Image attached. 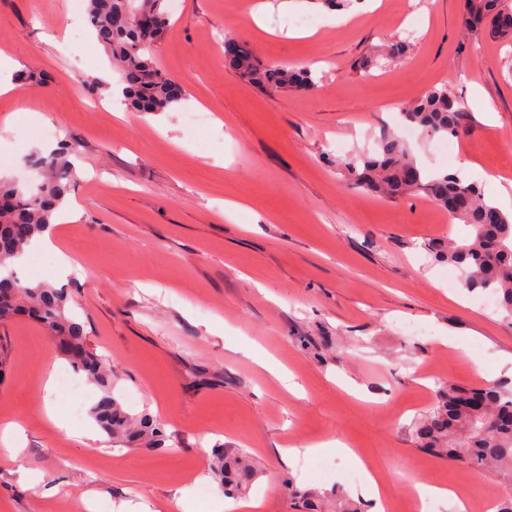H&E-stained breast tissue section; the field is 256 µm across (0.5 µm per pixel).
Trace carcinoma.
Instances as JSON below:
<instances>
[{"label":"carcinoma","mask_w":512,"mask_h":512,"mask_svg":"<svg viewBox=\"0 0 512 512\" xmlns=\"http://www.w3.org/2000/svg\"><path fill=\"white\" fill-rule=\"evenodd\" d=\"M165 0H87L88 24L103 45L113 69L125 84V100L136 112H166L181 101L176 83L157 66L154 48L170 24ZM142 16L153 26L142 29ZM467 30L477 37L488 31L512 37V3L509 0H467ZM230 62L247 81L260 88L286 90L313 85L311 72L281 66L265 67L250 50L239 44ZM401 116L426 132L458 137L466 128L465 113L448 85L431 89L407 104ZM73 140L48 154H35L27 165L41 181L35 185L14 177H0V323L26 316L54 338L60 356L77 372H83L101 390L91 407L100 430L128 446L165 447L161 423L147 414H127L112 395L114 373L107 359L86 343L84 323L70 314V297L49 283L19 278L9 267L44 234L66 201L78 177L69 157L78 152ZM347 180L371 193L395 198L420 190L469 227L463 238L448 237L432 250L440 261L464 273L471 290L491 292L504 317L512 320V214L485 198L480 186L455 173H428L396 137L386 134L375 148L343 163ZM418 448L440 458L459 461L481 474L489 469L512 476V389L489 385L467 390L455 385L443 388L437 402L415 430ZM211 480L227 497L245 494L256 476L248 453H224L210 469ZM288 491L302 500L305 512H361V502L344 494L330 497L312 490Z\"/></svg>","instance_id":"obj_1"}]
</instances>
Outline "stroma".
Instances as JSON below:
<instances>
[{
	"label": "stroma",
	"instance_id": "stroma-1",
	"mask_svg": "<svg viewBox=\"0 0 512 512\" xmlns=\"http://www.w3.org/2000/svg\"><path fill=\"white\" fill-rule=\"evenodd\" d=\"M465 0H181L155 55L186 89L167 112L113 114L120 77L103 47L76 45L77 0H0V50L36 79L0 95V163L20 179L30 153L61 126L77 141L78 179L54 225L82 274L51 278L52 255L21 278L71 296L87 344L116 375L132 415L160 419L167 448L90 449L81 424L59 430L43 384L67 369L44 328L0 325V424L21 425V450L0 462V512H74L64 493L115 512H226L223 491L200 500L216 448L245 450L260 475V512H300L284 487L355 499L351 460L333 452L284 461L282 451L338 440L369 459L391 512H415L409 483L467 487L472 512L512 485L494 471L417 449L415 426L452 384L512 386V321L483 293L454 283L427 245L464 226L422 193L396 199L350 188L342 160L398 132L401 105L448 85L470 115L454 153L441 136L406 145L432 172L460 173L485 197L512 175V40L463 28ZM315 20L309 36L299 21ZM410 47L397 66L369 64L388 39ZM266 64L310 68L311 91H262L224 62V41ZM204 112L200 125L192 112ZM276 359L292 395L256 362ZM58 493H51V486Z\"/></svg>",
	"mask_w": 512,
	"mask_h": 512
}]
</instances>
